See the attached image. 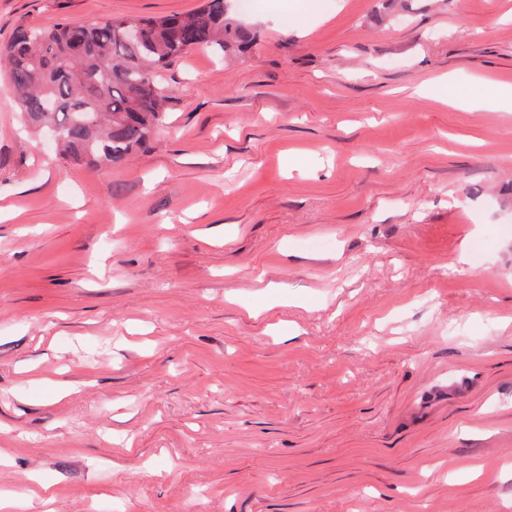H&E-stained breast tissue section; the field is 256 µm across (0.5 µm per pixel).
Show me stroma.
Here are the masks:
<instances>
[{"mask_svg":"<svg viewBox=\"0 0 512 512\" xmlns=\"http://www.w3.org/2000/svg\"><path fill=\"white\" fill-rule=\"evenodd\" d=\"M201 0H0V42ZM254 0L75 166L0 76V498L512 512V0Z\"/></svg>","mask_w":512,"mask_h":512,"instance_id":"obj_1","label":"stroma"}]
</instances>
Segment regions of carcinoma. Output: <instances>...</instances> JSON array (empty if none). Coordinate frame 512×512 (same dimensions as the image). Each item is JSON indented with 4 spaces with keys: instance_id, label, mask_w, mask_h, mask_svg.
I'll return each mask as SVG.
<instances>
[{
    "instance_id": "1",
    "label": "carcinoma",
    "mask_w": 512,
    "mask_h": 512,
    "mask_svg": "<svg viewBox=\"0 0 512 512\" xmlns=\"http://www.w3.org/2000/svg\"><path fill=\"white\" fill-rule=\"evenodd\" d=\"M230 2L204 0L189 13L160 18L19 24L0 46V69L29 127L63 129L73 164L116 166L165 116L169 97L155 80L158 71L193 49L222 57L253 42V32L230 15ZM47 100L56 111H41Z\"/></svg>"
}]
</instances>
